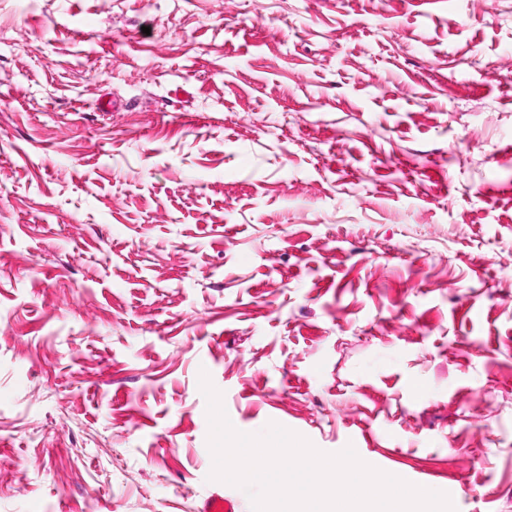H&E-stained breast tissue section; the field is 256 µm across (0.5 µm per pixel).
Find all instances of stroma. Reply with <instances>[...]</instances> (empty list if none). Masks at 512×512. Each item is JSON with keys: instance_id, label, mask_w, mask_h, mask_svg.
Returning a JSON list of instances; mask_svg holds the SVG:
<instances>
[{"instance_id": "stroma-1", "label": "stroma", "mask_w": 512, "mask_h": 512, "mask_svg": "<svg viewBox=\"0 0 512 512\" xmlns=\"http://www.w3.org/2000/svg\"><path fill=\"white\" fill-rule=\"evenodd\" d=\"M512 0H0V512H205L206 400L512 512Z\"/></svg>"}]
</instances>
